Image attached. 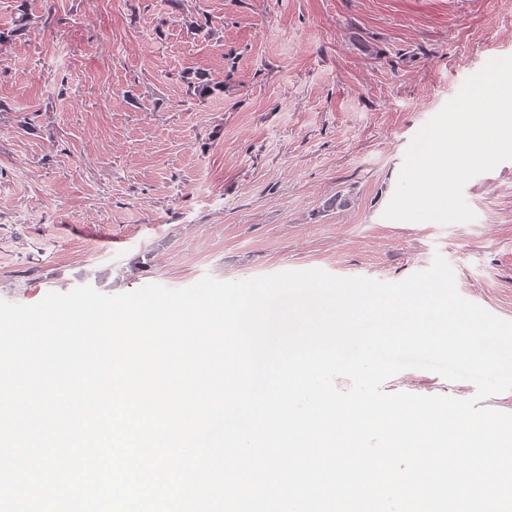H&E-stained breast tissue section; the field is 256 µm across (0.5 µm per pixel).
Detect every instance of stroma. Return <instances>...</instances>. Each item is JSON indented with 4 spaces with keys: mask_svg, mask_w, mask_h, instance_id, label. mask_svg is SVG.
<instances>
[{
    "mask_svg": "<svg viewBox=\"0 0 512 512\" xmlns=\"http://www.w3.org/2000/svg\"><path fill=\"white\" fill-rule=\"evenodd\" d=\"M499 55L512 0H0V299L398 283L439 255L512 321V160L465 185L472 221L384 216L413 138ZM197 72L223 91L185 101ZM383 389L475 392L419 369Z\"/></svg>",
    "mask_w": 512,
    "mask_h": 512,
    "instance_id": "1",
    "label": "stroma"
}]
</instances>
